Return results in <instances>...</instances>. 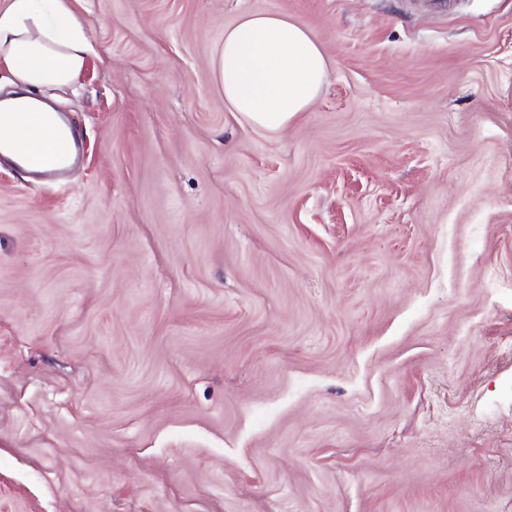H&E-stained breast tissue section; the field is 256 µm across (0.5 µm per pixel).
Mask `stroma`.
Returning a JSON list of instances; mask_svg holds the SVG:
<instances>
[{
	"mask_svg": "<svg viewBox=\"0 0 512 512\" xmlns=\"http://www.w3.org/2000/svg\"><path fill=\"white\" fill-rule=\"evenodd\" d=\"M72 8L84 164H0V512H512V0ZM245 12L328 57L275 133ZM224 105L268 132L308 111L326 80V54L310 30L287 16L243 13L224 30L213 57Z\"/></svg>",
	"mask_w": 512,
	"mask_h": 512,
	"instance_id": "obj_1",
	"label": "stroma"
}]
</instances>
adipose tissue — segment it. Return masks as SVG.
I'll use <instances>...</instances> for the list:
<instances>
[{
  "label": "adipose tissue",
  "mask_w": 512,
  "mask_h": 512,
  "mask_svg": "<svg viewBox=\"0 0 512 512\" xmlns=\"http://www.w3.org/2000/svg\"><path fill=\"white\" fill-rule=\"evenodd\" d=\"M94 47L68 0H6L0 7V62L13 77L12 112H41L35 90L70 84ZM229 111L268 132L308 111L326 80V54L310 30L287 16L244 13L213 57Z\"/></svg>",
  "instance_id": "ef3b65f1"
}]
</instances>
